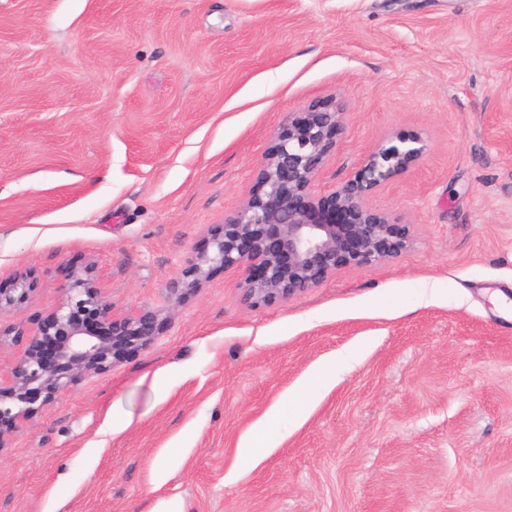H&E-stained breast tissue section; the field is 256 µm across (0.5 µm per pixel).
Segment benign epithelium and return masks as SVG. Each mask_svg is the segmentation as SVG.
Instances as JSON below:
<instances>
[{"label": "benign epithelium", "instance_id": "1", "mask_svg": "<svg viewBox=\"0 0 512 512\" xmlns=\"http://www.w3.org/2000/svg\"><path fill=\"white\" fill-rule=\"evenodd\" d=\"M341 126L338 109L288 113V127L261 163V192L225 218L207 247L189 257L186 278L170 282L168 294L177 297L199 287L211 268L222 266L242 271L246 301L286 302L338 268L369 266L401 253L410 243L405 227L368 199L423 147L404 141L380 147L344 188L319 197L314 182ZM32 292L29 274H16L11 288H0V314L20 312ZM158 326L157 314L149 310L113 318L112 302L95 286L91 269L69 272L58 306L32 333L17 329L24 350L0 372V449L41 407L149 345Z\"/></svg>", "mask_w": 512, "mask_h": 512}]
</instances>
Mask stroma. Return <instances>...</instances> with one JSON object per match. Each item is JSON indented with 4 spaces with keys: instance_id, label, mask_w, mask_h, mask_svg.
<instances>
[{
    "instance_id": "1",
    "label": "stroma",
    "mask_w": 512,
    "mask_h": 512,
    "mask_svg": "<svg viewBox=\"0 0 512 512\" xmlns=\"http://www.w3.org/2000/svg\"><path fill=\"white\" fill-rule=\"evenodd\" d=\"M312 105L344 108L318 194L423 145L369 199L409 247L285 303L221 267L170 297ZM87 266L161 331L0 451V512H512V0H0V286L33 279L0 333ZM276 425V414L269 413L267 417L258 423L256 430L254 432L253 437L250 441L244 446L245 448L241 449V456L249 461L251 458L258 452V448L265 447V440L267 433Z\"/></svg>"
}]
</instances>
